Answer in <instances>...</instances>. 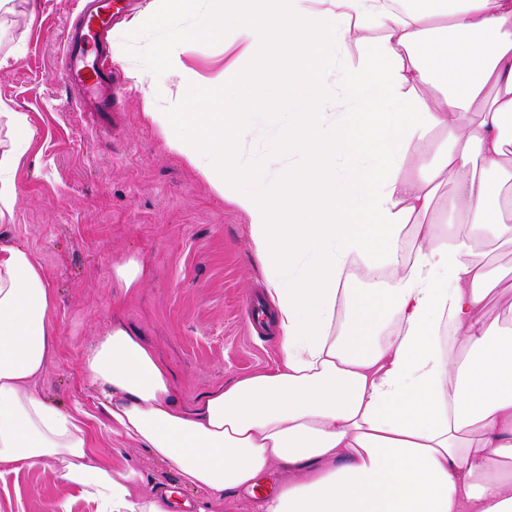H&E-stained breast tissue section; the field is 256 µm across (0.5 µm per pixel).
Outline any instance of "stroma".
Instances as JSON below:
<instances>
[{
  "instance_id": "obj_1",
  "label": "stroma",
  "mask_w": 512,
  "mask_h": 512,
  "mask_svg": "<svg viewBox=\"0 0 512 512\" xmlns=\"http://www.w3.org/2000/svg\"><path fill=\"white\" fill-rule=\"evenodd\" d=\"M74 2L40 0L33 12L27 0H11L9 10L0 9V99L25 113L34 132L18 164L13 220L0 226V242L30 250L55 293L53 348L35 390L59 410H86L93 457L136 466L144 491L163 484L203 512H225L206 493L181 488L173 466L113 431L80 365L120 320L170 366L178 403L188 410L224 382L273 366L278 337L256 333L245 310L264 291L247 222L167 148L145 113L143 86L129 78L152 69L164 31L115 22L106 42L121 44L112 65L126 79L117 111L71 108L80 93L64 86L58 71L78 20ZM236 57L222 39L188 43L186 70L167 82L166 94L181 96L194 85L193 105L207 109V81ZM271 99L279 103L274 114ZM302 104L301 91L285 83L240 86L234 105L250 113L256 132L248 155L272 150L278 127ZM130 255L141 260L144 275L142 288L127 293L111 269ZM490 259L505 278L480 310L489 322L512 304V243L495 246ZM0 512H95V506L38 464L0 479Z\"/></svg>"
}]
</instances>
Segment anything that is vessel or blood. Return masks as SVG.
I'll list each match as a JSON object with an SVG mask.
<instances>
[{"instance_id":"vessel-or-blood-1","label":"vessel or blood","mask_w":512,"mask_h":512,"mask_svg":"<svg viewBox=\"0 0 512 512\" xmlns=\"http://www.w3.org/2000/svg\"><path fill=\"white\" fill-rule=\"evenodd\" d=\"M128 0H83L80 20L72 28L62 54L60 72L64 85L82 89L75 106L83 112H109L122 87L102 56V39Z\"/></svg>"}]
</instances>
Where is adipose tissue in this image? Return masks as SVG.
<instances>
[{"mask_svg": "<svg viewBox=\"0 0 512 512\" xmlns=\"http://www.w3.org/2000/svg\"><path fill=\"white\" fill-rule=\"evenodd\" d=\"M216 2L197 28L183 21L202 0L133 18L166 33L151 74L133 78L181 75L185 44L225 37L251 65L213 100L252 82L306 89L262 161L243 157V113L144 96L169 148L244 214L280 357L188 412L155 350L114 323L82 361L113 427L216 501L288 468L261 512H512V323L479 316L494 287L484 238L512 241V0ZM331 85L356 104L336 120L322 109ZM2 125L1 225L32 137L0 101ZM434 132L443 145L412 154ZM445 184L461 221L448 233L422 220ZM53 301L33 253L0 245V476L41 462L96 512H169L170 490L140 492L135 467L91 461L80 410L35 392Z\"/></svg>", "mask_w": 512, "mask_h": 512, "instance_id": "1", "label": "adipose tissue"}]
</instances>
